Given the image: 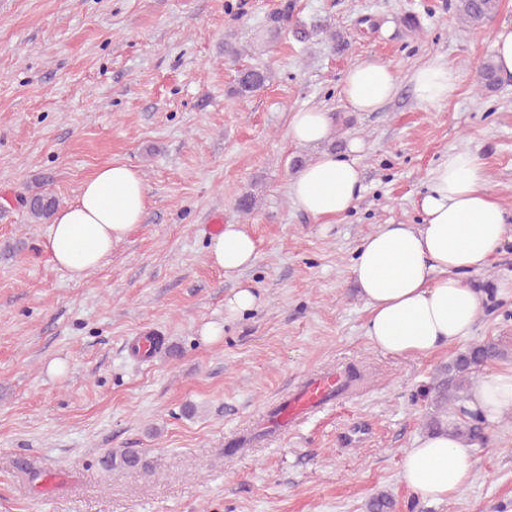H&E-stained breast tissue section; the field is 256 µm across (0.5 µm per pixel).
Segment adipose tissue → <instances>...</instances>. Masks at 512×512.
<instances>
[{
	"label": "adipose tissue",
	"instance_id": "ef3b65f1",
	"mask_svg": "<svg viewBox=\"0 0 512 512\" xmlns=\"http://www.w3.org/2000/svg\"><path fill=\"white\" fill-rule=\"evenodd\" d=\"M457 72L444 56L413 71L419 103L448 101ZM397 77L379 61H361L346 72L341 95L358 112L378 111L396 93ZM331 113L317 108L294 112L289 139L319 152L292 177L297 209L331 224L355 206L363 189L362 169L343 151L323 149L333 132ZM488 173L469 151H448L431 170L419 206V224H384L363 238L352 271L369 311L366 336L375 350L393 357H427L472 336L484 309V294L464 275L485 268L506 234V212L487 192ZM148 190L132 166L109 161L59 208L41 249L70 280L81 282L111 256L147 210ZM257 242L244 225L228 224L208 247V262L233 277L250 268ZM472 411L486 423L512 412V367L479 380ZM477 460L470 446L441 430L417 438L401 458V479L414 496L442 501L470 484Z\"/></svg>",
	"mask_w": 512,
	"mask_h": 512
}]
</instances>
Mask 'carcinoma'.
I'll return each mask as SVG.
<instances>
[{"instance_id": "carcinoma-1", "label": "carcinoma", "mask_w": 512, "mask_h": 512, "mask_svg": "<svg viewBox=\"0 0 512 512\" xmlns=\"http://www.w3.org/2000/svg\"><path fill=\"white\" fill-rule=\"evenodd\" d=\"M498 0H457L456 9L462 23L483 26L496 12ZM273 73L266 67H250L238 71L231 94L249 97L263 90L271 82ZM500 85V74L493 58L483 60L477 68V87L480 91H494ZM27 213L39 222L48 220L58 207V200L43 186L29 187L24 197ZM504 356V350L493 339L468 346L448 362L447 378L434 387L435 403L440 414L431 420V426L442 425L440 416L448 418V429L466 445H483L487 441L486 423L479 415L464 406L466 397L460 395L473 383L474 375L482 365ZM107 468L119 465L123 468L149 469L143 453L135 448H124L116 454L111 451L103 457Z\"/></svg>"}]
</instances>
